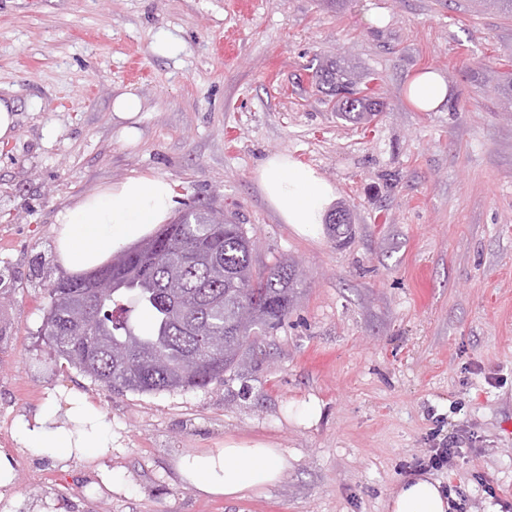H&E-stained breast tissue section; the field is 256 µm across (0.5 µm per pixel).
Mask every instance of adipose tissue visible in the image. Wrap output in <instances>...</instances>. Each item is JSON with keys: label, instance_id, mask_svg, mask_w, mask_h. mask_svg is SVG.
I'll use <instances>...</instances> for the list:
<instances>
[{"label": "adipose tissue", "instance_id": "ef3b65f1", "mask_svg": "<svg viewBox=\"0 0 512 512\" xmlns=\"http://www.w3.org/2000/svg\"><path fill=\"white\" fill-rule=\"evenodd\" d=\"M449 88L435 72L413 78L408 96L420 110H437ZM255 179L268 206L300 235L316 237L336 199V188L316 169L276 153L264 159ZM176 206L172 184L138 175L101 187L61 212L54 226L60 265L71 272L95 269L115 251L148 236L166 223ZM13 436L29 448H45L61 463L94 460L112 448V425L84 396L52 400L31 414L19 415ZM174 469L185 488L211 497L243 500L278 484L285 472L279 448L264 440H228L223 447L178 457ZM448 491L427 476L403 478L390 512H450Z\"/></svg>", "mask_w": 512, "mask_h": 512}]
</instances>
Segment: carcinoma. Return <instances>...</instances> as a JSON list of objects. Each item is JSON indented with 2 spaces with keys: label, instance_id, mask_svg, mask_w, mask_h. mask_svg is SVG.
I'll return each instance as SVG.
<instances>
[{
  "label": "carcinoma",
  "instance_id": "cac0c4a2",
  "mask_svg": "<svg viewBox=\"0 0 512 512\" xmlns=\"http://www.w3.org/2000/svg\"><path fill=\"white\" fill-rule=\"evenodd\" d=\"M337 115L367 123L383 103L337 59L315 68ZM255 243L241 224H216L190 208L142 242L79 277L50 275L39 336L107 391L160 394L205 388L240 366L256 338L281 325L301 295L294 264L254 268ZM112 287H96L99 277ZM150 317L142 330L131 313Z\"/></svg>",
  "mask_w": 512,
  "mask_h": 512
}]
</instances>
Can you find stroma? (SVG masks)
Wrapping results in <instances>:
<instances>
[{"mask_svg":"<svg viewBox=\"0 0 512 512\" xmlns=\"http://www.w3.org/2000/svg\"><path fill=\"white\" fill-rule=\"evenodd\" d=\"M162 31L180 54L153 52ZM336 57L375 76L370 123L339 119L313 79ZM429 69L450 88L435 112L407 95ZM509 69L512 17L469 0H0V85L21 108L0 140V270L15 278L0 450L15 495L53 512H390L413 459L453 439L434 479L464 512H512V103L492 91ZM127 89L143 100L134 145L112 120ZM278 152L335 185L350 243L280 222L254 176ZM142 174L172 184L177 211L244 225L257 266L304 272L282 327L204 389L112 393L39 347L32 263L62 274L58 214ZM61 390L107 414L102 462L64 469L13 440L16 418ZM228 438L277 444L283 479L242 501L175 481V456Z\"/></svg>","mask_w":512,"mask_h":512,"instance_id":"35a3bbf8","label":"stroma"}]
</instances>
